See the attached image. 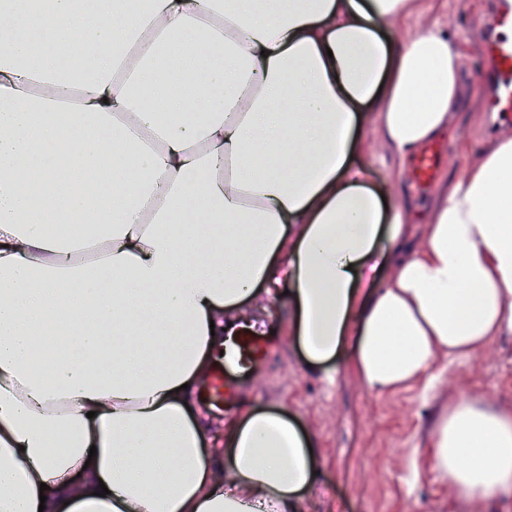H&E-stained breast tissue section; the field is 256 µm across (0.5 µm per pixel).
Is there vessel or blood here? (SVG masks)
<instances>
[{"label": "vessel or blood", "mask_w": 512, "mask_h": 512, "mask_svg": "<svg viewBox=\"0 0 512 512\" xmlns=\"http://www.w3.org/2000/svg\"><path fill=\"white\" fill-rule=\"evenodd\" d=\"M486 29L485 51L491 62L484 88L486 107L495 115L497 123L512 126V11L496 12ZM439 159L437 147L421 151L411 166V181L419 186L429 183Z\"/></svg>", "instance_id": "1"}]
</instances>
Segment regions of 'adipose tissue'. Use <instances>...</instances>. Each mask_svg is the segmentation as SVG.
<instances>
[{
  "instance_id": "adipose-tissue-1",
  "label": "adipose tissue",
  "mask_w": 512,
  "mask_h": 512,
  "mask_svg": "<svg viewBox=\"0 0 512 512\" xmlns=\"http://www.w3.org/2000/svg\"><path fill=\"white\" fill-rule=\"evenodd\" d=\"M416 0H0V512H298L318 453L246 409L211 467L195 392L284 283L311 365L354 340L368 390L512 331V139L410 218L353 166L371 106L400 161L448 129L460 55L382 29ZM48 53L34 55V42ZM85 59L72 73L69 55ZM195 76L192 95L168 89ZM138 144V163L112 161ZM97 175L103 205L76 184ZM48 184L50 196L31 187ZM196 215L186 255L181 226ZM450 490L512 498V415L461 397L427 448ZM108 496H99L100 486ZM412 223L415 224L405 225L404 237L399 243L395 254L388 258L379 272L378 278L380 280H385L392 274L393 267L398 260L411 255L421 247L426 233V224H419V218L414 219Z\"/></svg>"
}]
</instances>
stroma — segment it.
<instances>
[{
    "mask_svg": "<svg viewBox=\"0 0 512 512\" xmlns=\"http://www.w3.org/2000/svg\"><path fill=\"white\" fill-rule=\"evenodd\" d=\"M493 0H419L416 13L394 23L400 40L414 38L436 26L448 34L461 53L459 105L443 138L446 154L428 188L415 191L409 181L393 185L399 161L384 139L372 108L362 111L364 137L354 158L367 184L391 194L401 188L418 212L442 199L447 185L464 176L501 141L512 138V128H493L481 97L488 67L482 56L483 25L490 21ZM260 319L259 335L268 354L243 371H231V402L199 391L212 428L225 418L239 416L245 403L284 413L316 444L317 477L300 504L299 512H506L491 499L472 503L450 495L447 479L431 469L425 457L438 418L461 393L484 407L512 413V333L492 337L469 356L439 357L440 378L432 391L421 383L389 393L369 392L352 367V347L337 358L312 369L290 334L292 305L283 289L261 293L245 313Z\"/></svg>",
    "mask_w": 512,
    "mask_h": 512,
    "instance_id": "obj_1",
    "label": "stroma"
}]
</instances>
